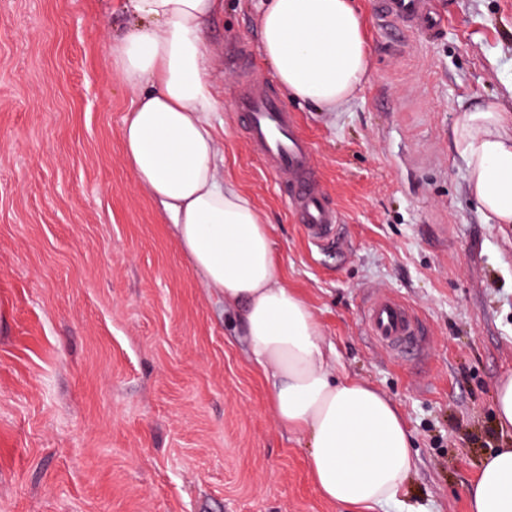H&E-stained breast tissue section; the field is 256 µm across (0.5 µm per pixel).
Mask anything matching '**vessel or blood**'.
<instances>
[{
    "mask_svg": "<svg viewBox=\"0 0 512 512\" xmlns=\"http://www.w3.org/2000/svg\"><path fill=\"white\" fill-rule=\"evenodd\" d=\"M378 5L385 20L398 19L429 31L439 26L432 0H378ZM233 61L248 74L243 84L232 90L231 102L253 152L279 181L286 183L292 210L307 238L317 245L330 241L339 227L338 212L314 171L311 140L271 93L268 79L255 72L248 51L238 50ZM365 323L369 334L397 359L407 358L421 345L418 315L396 297L370 300Z\"/></svg>",
    "mask_w": 512,
    "mask_h": 512,
    "instance_id": "vessel-or-blood-1",
    "label": "vessel or blood"
}]
</instances>
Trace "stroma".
<instances>
[{
  "label": "stroma",
  "mask_w": 512,
  "mask_h": 512,
  "mask_svg": "<svg viewBox=\"0 0 512 512\" xmlns=\"http://www.w3.org/2000/svg\"><path fill=\"white\" fill-rule=\"evenodd\" d=\"M354 4L371 54L348 110L285 103L339 213L335 244L307 239L231 104L235 49L272 74L260 0H224L207 26L221 172L271 224L337 376L377 387L412 433L379 512H466L483 455L512 446L493 414L512 372V226L472 204L451 131L489 97L512 108V0H434V35ZM129 22L123 0H0V512H345L124 160L133 94L106 54ZM374 294L419 314L412 359L368 336Z\"/></svg>",
  "instance_id": "1"
}]
</instances>
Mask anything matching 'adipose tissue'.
<instances>
[{"mask_svg": "<svg viewBox=\"0 0 512 512\" xmlns=\"http://www.w3.org/2000/svg\"><path fill=\"white\" fill-rule=\"evenodd\" d=\"M222 0H127L129 26L108 64L134 94L121 138L138 185L169 214L184 256L235 309L252 356L272 380L277 422L305 438L321 496L351 512L395 501L413 462L400 411L362 380L340 378L306 301L281 277L269 224L219 172L218 110L205 26ZM262 55L280 88L321 112L342 111L368 75L352 0H264ZM452 147L478 210L512 224V109L492 99L465 112ZM467 512H512V448L487 454Z\"/></svg>", "mask_w": 512, "mask_h": 512, "instance_id": "ef3b65f1", "label": "adipose tissue"}]
</instances>
